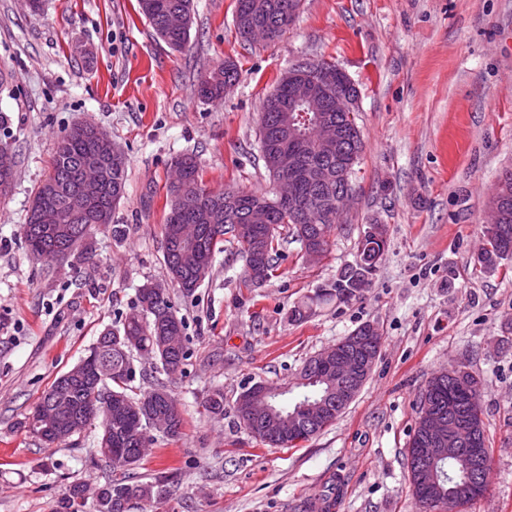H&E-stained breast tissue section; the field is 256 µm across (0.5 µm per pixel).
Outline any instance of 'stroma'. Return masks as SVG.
<instances>
[{
  "label": "stroma",
  "instance_id": "35a3bbf8",
  "mask_svg": "<svg viewBox=\"0 0 512 512\" xmlns=\"http://www.w3.org/2000/svg\"><path fill=\"white\" fill-rule=\"evenodd\" d=\"M185 49L159 39L137 0H0V111L16 156L0 201V512H57L67 486L104 484L97 429L47 445L19 429L54 379L129 312L138 288L167 281L161 224L171 163L196 154L213 190L264 191L263 101L302 60L328 61L356 86L365 149L354 197L322 262L284 235L278 271L241 284L228 242L195 297L169 295L186 322L188 360L169 382L185 425L156 439L135 471L167 481L149 512H294L329 485L335 512H418L404 451L429 379L454 366L480 376L492 441L486 496L466 512H512V260L475 269L492 189L512 166V0H303L287 33L242 41L234 0H193ZM239 66L222 100L194 94L225 60ZM90 122L128 158L125 230L93 229L88 262L52 270L22 226L51 170L58 138ZM387 251L357 300L292 322L302 298L355 259L368 224ZM365 323L383 344L365 385L336 422L296 447H273L237 421L257 382L291 386L305 359ZM224 413L204 409L214 389Z\"/></svg>",
  "mask_w": 512,
  "mask_h": 512
}]
</instances>
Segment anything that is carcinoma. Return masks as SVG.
Returning <instances> with one entry per match:
<instances>
[{
	"mask_svg": "<svg viewBox=\"0 0 512 512\" xmlns=\"http://www.w3.org/2000/svg\"><path fill=\"white\" fill-rule=\"evenodd\" d=\"M300 0H235V26L240 37L251 41L254 30L264 28L273 41L283 36L294 23L288 14L298 10ZM140 13L149 21L156 34L173 50L186 47L192 25L182 29L162 27L165 17L172 12H182L193 19L192 0H138ZM238 77L235 62L226 61L209 73L200 77L194 93L206 101L224 97V86ZM333 91L340 93L339 99H331L323 105L322 115L329 117L341 131V143L335 150L315 148L302 157V164L311 170L312 183L303 187L300 193L301 205H314L318 208V219L312 224H297L293 209L276 203L274 193H257L250 190L214 191L207 188L199 173L197 158L192 153L178 155L182 168L183 181L180 187L168 186L170 205L161 224L165 243L164 262L171 281L186 295H192L209 276L212 259L216 253L224 251V236L229 235L241 247L245 262L256 255L260 261V272L254 278L244 274L242 282L249 288H256L270 280L279 260V240L277 228H289V232L299 242L306 240L329 250L331 237L335 234L336 193L353 188L352 181L340 184L336 180V170L350 165L349 174L358 163L363 151V142L357 124V114L353 102L357 90L341 71L332 72ZM290 82L284 76L275 88L273 96L267 98L261 118V127L272 131L277 128L276 114L288 111ZM112 137L104 130L90 123L84 124L81 132L69 129L58 140L51 163L49 176L38 186L28 209L26 223H36L37 212L45 209L57 216L60 224H75L78 233L63 248V259L77 257L91 258L92 244L88 241L91 229L97 224L112 225V236L120 238L124 229L112 223V211L125 199L127 184V158L119 154V161L112 160L108 145ZM97 164L104 177L103 190L89 205L84 215H71L66 207L68 197L80 186L82 168L88 163ZM16 166L15 154L11 145L0 141V177L5 170ZM232 192L237 197V206L232 215L224 216V195ZM199 197L201 206L187 210L179 202L180 194ZM269 203L266 223L272 229L249 222L251 208L257 201ZM488 205L498 210V223L485 226L486 244L478 252L475 264L482 270H495L504 261L512 260V251L502 249L500 230L504 227L512 232V168L505 170L494 186ZM386 229L382 224L375 225L363 233L357 243L356 258L353 263L343 266L336 277L325 282L305 296L289 313V320L301 321L316 309L332 302L348 303L360 298L377 265L384 256ZM27 249L50 264L57 262L50 244L40 236L23 232ZM112 338L120 339L112 349L96 341L88 349V354H96L99 364L105 371L101 381L102 391L94 393L81 386H74L66 398L68 413L90 414L73 433L77 434L94 424L101 429L98 439V453L112 466L113 477L98 486L94 492L105 491L111 501L110 512H130L137 506L147 510L156 500L163 497L165 489L159 480L144 481L135 473L134 466L141 460L142 443L154 441L159 432L150 426L143 409L148 407L160 421H168L177 431H182L183 414L177 406L171 389L163 381H156L149 391H137L136 361L142 351H152L157 362L167 376L183 372L188 358L185 344L184 322L169 296L162 298L142 285L136 294L133 310L126 315L121 325L112 329ZM321 369L319 356L307 359L301 369L299 379L304 394L319 393ZM59 380H54L50 391L43 394L34 411L18 422L19 428L35 436L40 427V408L48 399ZM483 383L480 378L466 369L452 368L442 372L428 382L419 397V404L428 403L432 414L448 421V399L455 402L457 422L474 428L471 447L484 449L482 464L472 466L464 460L449 458L444 465L441 489L425 486L418 482L414 473L419 464L407 460L409 484L419 512H464L473 501L468 495L469 483L478 481L489 488L492 448L482 417L480 402L472 395L481 394ZM325 413L315 421L294 411L295 404L286 403L279 411L268 417L246 413L239 403H234V411L240 423L253 436L271 446L295 447L308 440L336 420V395L323 399ZM294 423V437L284 436L282 429L286 420ZM431 427L425 421H416L410 443L416 448H430ZM89 484L82 480L72 481L59 502L57 512H81L88 499Z\"/></svg>",
	"mask_w": 512,
	"mask_h": 512,
	"instance_id": "obj_1",
	"label": "carcinoma"
}]
</instances>
